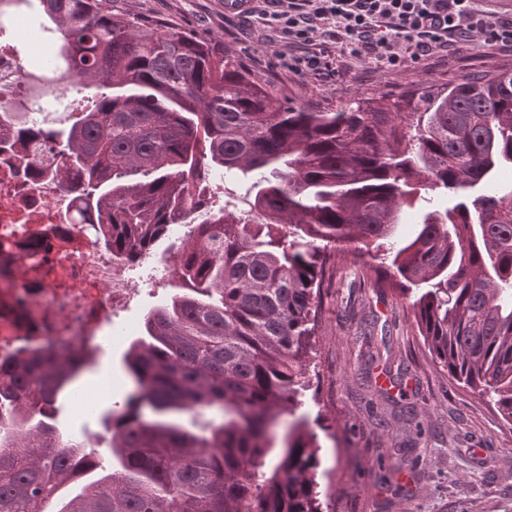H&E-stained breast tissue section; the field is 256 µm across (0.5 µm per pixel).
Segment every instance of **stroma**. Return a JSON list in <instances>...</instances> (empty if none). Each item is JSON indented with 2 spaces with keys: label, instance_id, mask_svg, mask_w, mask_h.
<instances>
[{
  "label": "stroma",
  "instance_id": "35a3bbf8",
  "mask_svg": "<svg viewBox=\"0 0 512 512\" xmlns=\"http://www.w3.org/2000/svg\"><path fill=\"white\" fill-rule=\"evenodd\" d=\"M114 13L139 16L223 41L250 77L285 105L336 110L382 94L399 96L464 78L512 73V50L471 47L457 54L423 57L391 70L331 44L336 73L329 80L266 68L286 40L258 17L225 12L224 0H113ZM140 294L116 318L96 367H109L110 401L81 409L56 403L65 433L87 432L92 447H105L102 422L127 389L123 356L127 330L164 302L174 286L130 272ZM324 313L311 355L312 401L305 411L322 447L320 478L336 512H512V424L493 402L459 383L433 359L413 322L410 302L388 287L371 258L354 262L337 252L324 289ZM389 344H382V334Z\"/></svg>",
  "mask_w": 512,
  "mask_h": 512
}]
</instances>
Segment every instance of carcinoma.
<instances>
[{"mask_svg": "<svg viewBox=\"0 0 512 512\" xmlns=\"http://www.w3.org/2000/svg\"><path fill=\"white\" fill-rule=\"evenodd\" d=\"M93 109L0 132V155L75 202L120 257L172 240L179 291L124 354L112 471L53 405L86 362L47 351L0 372V512H334L297 411L336 251L380 261L438 364L512 422V74L333 110L285 107L224 49L38 0ZM439 199L400 237L421 191ZM206 411L218 421L199 424ZM288 414V434L271 428Z\"/></svg>", "mask_w": 512, "mask_h": 512, "instance_id": "carcinoma-1", "label": "carcinoma"}]
</instances>
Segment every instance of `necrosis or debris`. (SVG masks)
<instances>
[{
	"instance_id": "1",
	"label": "necrosis or debris",
	"mask_w": 512,
	"mask_h": 512,
	"mask_svg": "<svg viewBox=\"0 0 512 512\" xmlns=\"http://www.w3.org/2000/svg\"><path fill=\"white\" fill-rule=\"evenodd\" d=\"M0 24V111L23 83ZM66 200L47 178L22 177L0 163V362L55 343L99 345L113 307L134 295L126 264L94 242L90 225L65 221Z\"/></svg>"
}]
</instances>
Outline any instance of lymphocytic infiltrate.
<instances>
[{
  "label": "lymphocytic infiltrate",
  "instance_id": "lymphocytic-infiltrate-1",
  "mask_svg": "<svg viewBox=\"0 0 512 512\" xmlns=\"http://www.w3.org/2000/svg\"><path fill=\"white\" fill-rule=\"evenodd\" d=\"M260 15L289 43L305 45L337 30L351 56L390 68L463 46L512 50V16L481 9V0H265Z\"/></svg>",
  "mask_w": 512,
  "mask_h": 512
}]
</instances>
